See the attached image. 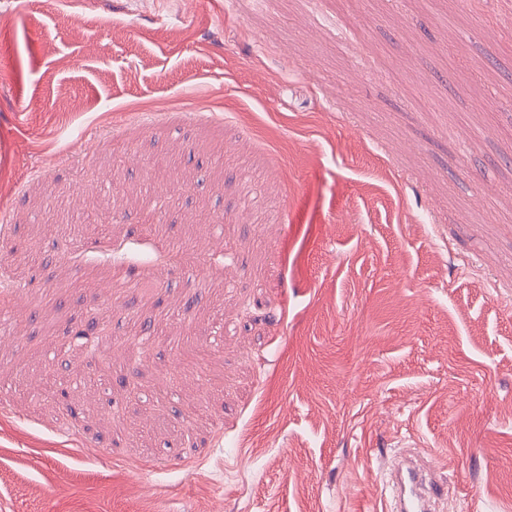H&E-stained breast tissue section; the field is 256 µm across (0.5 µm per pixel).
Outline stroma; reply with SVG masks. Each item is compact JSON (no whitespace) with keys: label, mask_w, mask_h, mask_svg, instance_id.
Here are the masks:
<instances>
[{"label":"stroma","mask_w":512,"mask_h":512,"mask_svg":"<svg viewBox=\"0 0 512 512\" xmlns=\"http://www.w3.org/2000/svg\"><path fill=\"white\" fill-rule=\"evenodd\" d=\"M507 67L512 0H0V512H370L408 446L512 512Z\"/></svg>","instance_id":"35a3bbf8"}]
</instances>
